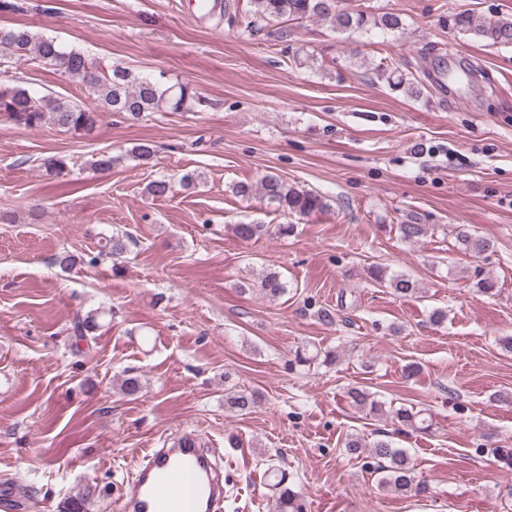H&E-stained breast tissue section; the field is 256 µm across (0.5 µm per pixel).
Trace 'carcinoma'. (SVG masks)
Listing matches in <instances>:
<instances>
[{
    "mask_svg": "<svg viewBox=\"0 0 512 512\" xmlns=\"http://www.w3.org/2000/svg\"><path fill=\"white\" fill-rule=\"evenodd\" d=\"M251 20L249 30L259 33L276 23L303 19L324 20L334 30L356 31L375 27L383 32L399 34L404 29L401 16L395 12L377 13L366 10L349 11L342 8L339 0H249ZM450 24L460 33L473 36L490 46L512 44V17L482 18L469 12L450 15ZM61 58L65 68L61 74L80 82L88 93L89 102L76 103L62 101L50 96H37L19 84L0 80V121L18 128L40 130L53 126L62 132L82 134L92 132L103 112L124 115L130 120H138L155 112H185L201 104L196 91L188 85L173 82L161 71L156 76L139 75L118 64L103 66L86 56L82 51L68 48L52 37L37 34L24 26H0V65L10 63L19 65L29 60L42 64ZM377 76L385 80L394 89L408 93H417L418 80L407 78L398 68L383 65L376 70ZM131 155L149 163L157 155L156 145L144 140L135 145ZM41 168L48 175H60L67 168V160L62 156L51 155L42 159ZM174 182L168 177H160L150 182L147 191L154 198H161L173 192ZM263 196L278 204L291 215L306 218L329 209L325 196L294 187L275 174L265 175L260 182ZM429 226L426 224H400L397 227L399 237L406 243H414L426 236ZM235 236L243 242H249L264 232V224H236ZM457 242L466 251L483 254L494 251V241L469 234L456 233ZM372 279L394 290L399 295L412 294L417 283L405 274L388 273L387 269L375 267L371 271ZM258 288L269 298H277L286 292L287 283L279 273L268 272L258 279ZM99 328L97 317L87 314L74 319L71 330L75 343L87 342L94 338ZM299 363L322 361L331 364L336 361L333 351H317L306 354L300 350L295 355ZM351 402L372 414H384L391 420L419 432L432 428L431 417L424 410L412 408L384 409V403L360 388L348 390ZM261 401V395L254 390L230 393L225 403L242 414L250 412ZM343 448L352 456L367 454L373 459V470L378 474V485L389 491L409 493L421 491L416 483L415 467L407 450L400 448L386 435L371 443L357 434L345 437ZM271 487L277 491L278 512H303L297 503L298 494L288 486V474L272 464L268 467ZM92 492L87 489L69 495L60 503L59 512H89Z\"/></svg>",
    "mask_w": 512,
    "mask_h": 512,
    "instance_id": "cac0c4a2",
    "label": "carcinoma"
}]
</instances>
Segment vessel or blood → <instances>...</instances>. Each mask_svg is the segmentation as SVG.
I'll return each instance as SVG.
<instances>
[{"mask_svg": "<svg viewBox=\"0 0 512 512\" xmlns=\"http://www.w3.org/2000/svg\"><path fill=\"white\" fill-rule=\"evenodd\" d=\"M213 455L194 434L167 448L147 449L121 489L120 512H221L224 488ZM26 495L20 483L0 485V512H16Z\"/></svg>", "mask_w": 512, "mask_h": 512, "instance_id": "vessel-or-blood-1", "label": "vessel or blood"}]
</instances>
